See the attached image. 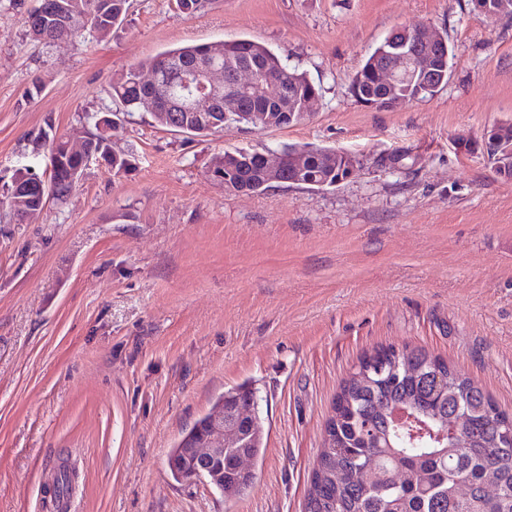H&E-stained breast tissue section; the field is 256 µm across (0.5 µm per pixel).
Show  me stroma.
Masks as SVG:
<instances>
[{"label":"stroma","instance_id":"1","mask_svg":"<svg viewBox=\"0 0 512 512\" xmlns=\"http://www.w3.org/2000/svg\"><path fill=\"white\" fill-rule=\"evenodd\" d=\"M38 0H0V195L45 169L39 133L113 107L115 74L186 44L248 38L320 84L306 120L184 135L133 113L113 132L136 167L90 162L66 203L0 224V512H50L60 460L79 512H302L336 390L366 353L423 348L512 414V180L459 150L512 122V13L469 0H131L102 42L30 41ZM453 48L434 95L388 109L351 97L365 56L399 26ZM332 147L338 187L234 194L227 150ZM404 155L391 167L390 155ZM260 400L267 451L247 496L176 482L168 450L227 388Z\"/></svg>","mask_w":512,"mask_h":512}]
</instances>
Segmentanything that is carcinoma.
Returning a JSON list of instances; mask_svg holds the SVG:
<instances>
[{
    "mask_svg": "<svg viewBox=\"0 0 512 512\" xmlns=\"http://www.w3.org/2000/svg\"><path fill=\"white\" fill-rule=\"evenodd\" d=\"M64 5L72 19L61 26L56 12L43 25L28 27L39 43L73 41L87 33L102 41L128 15L130 0H51ZM392 61L391 46L383 40L362 62L349 84L361 104L388 108L396 96L417 93L408 68L396 84L382 83L380 73ZM213 62L224 67V81L233 68L246 64L264 77L257 96L244 97L237 110L204 118L191 102L182 73ZM168 73L156 85L143 81L146 71ZM110 95L122 109L111 117L93 116L68 134L52 139L49 152L57 165L39 173L32 166L17 168L12 183L23 187L8 192L0 211L9 222L24 224L52 200L64 201L76 188L69 173L85 167L84 159L67 152L69 142L82 140L116 174L135 168L132 153L112 150V128L134 111L170 131L205 137L224 126H247L253 112L281 113L272 122L281 127L303 120L305 101L321 96V86L305 73L290 68L268 46L250 39L217 40L164 51L112 78ZM486 154L500 177L512 179V122L493 126L484 135ZM259 151H224L211 161L218 180L230 177L233 186L248 193L272 188ZM345 154L313 146L300 172L285 169L281 178L297 180L308 189L334 187ZM512 418L501 411L472 378L424 349L389 346L372 361L360 360L342 381L333 414L325 426L323 448L311 471L304 512H512V443L505 437ZM213 454L211 467L197 474L193 460ZM266 453V434L256 392L244 386L225 391L168 453L176 481L206 480L224 500L247 494L256 479L255 468ZM71 477L62 468L52 493L69 492Z\"/></svg>",
    "mask_w": 512,
    "mask_h": 512,
    "instance_id": "obj_1",
    "label": "carcinoma"
}]
</instances>
